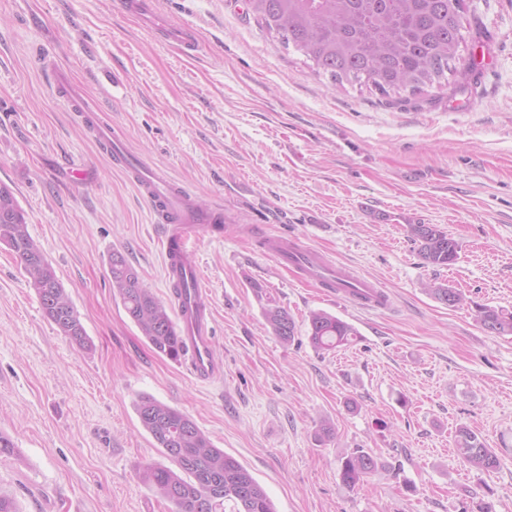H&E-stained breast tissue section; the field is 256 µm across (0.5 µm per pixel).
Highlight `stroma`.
Segmentation results:
<instances>
[{
	"mask_svg": "<svg viewBox=\"0 0 512 512\" xmlns=\"http://www.w3.org/2000/svg\"><path fill=\"white\" fill-rule=\"evenodd\" d=\"M156 2L196 30L195 50L162 42L118 0H0V183L91 342L78 349L44 317L0 244V431L17 445L0 456V495L19 512H168L138 476L164 460L135 412L146 394L242 463L276 512H512V335L484 331L471 309L512 310V0H466L459 53L482 47L483 67L405 104L333 84L245 0ZM59 71L130 154L199 208H222L223 230L195 239L221 377L156 354L114 295L117 250L171 302L167 227L55 94ZM418 222L458 241L453 264L424 265L406 230ZM260 234L377 282L387 307L328 296L279 267ZM432 281L465 304L437 301ZM268 304L291 313L293 341L272 334ZM317 310L352 324L353 341L316 352ZM463 424L497 470L463 462ZM356 448L379 467L351 488L340 469Z\"/></svg>",
	"mask_w": 512,
	"mask_h": 512,
	"instance_id": "1",
	"label": "stroma"
}]
</instances>
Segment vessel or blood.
I'll return each mask as SVG.
<instances>
[{
    "label": "vessel or blood",
    "mask_w": 512,
    "mask_h": 512,
    "mask_svg": "<svg viewBox=\"0 0 512 512\" xmlns=\"http://www.w3.org/2000/svg\"><path fill=\"white\" fill-rule=\"evenodd\" d=\"M123 10L135 14L149 30L172 43L194 49L197 35L192 28L173 27L162 20L155 0H119ZM56 94L65 99L71 109L83 113L89 131L98 144L111 151L118 165L128 170L130 180L140 196L155 212L159 221L168 224L170 233L164 244L169 279L174 283H187L185 297L178 300L181 334L188 348L189 366L200 379L210 380L220 376L222 364L212 345V328L207 295L200 288L196 266L192 257L191 233L205 224L222 220L221 209L200 211L196 208L190 191L156 168L135 160L124 147L120 136L111 127L102 125L96 115V107L79 94L66 79H58ZM263 250L285 268L298 269L307 278L316 280L331 294L352 289V300L361 308H382L387 304L384 292L353 270L336 264L320 253L304 250L279 238H268L262 243Z\"/></svg>",
    "instance_id": "vessel-or-blood-1"
}]
</instances>
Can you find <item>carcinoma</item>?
Returning a JSON list of instances; mask_svg holds the SVG:
<instances>
[{"instance_id":"1","label":"carcinoma","mask_w":512,"mask_h":512,"mask_svg":"<svg viewBox=\"0 0 512 512\" xmlns=\"http://www.w3.org/2000/svg\"><path fill=\"white\" fill-rule=\"evenodd\" d=\"M250 6L262 28L313 61L334 83H367L385 94L414 93L456 70L460 18L466 9L465 0H250ZM407 228L424 264L448 266L457 259L458 242L440 227L418 223ZM0 243L30 276L44 316L71 343L87 347L78 312L31 237L12 189L2 183ZM109 265L112 288L128 317L156 353L178 361L183 340L167 305L144 287L121 252H112ZM429 291L448 307L462 302L461 294L447 285L433 284ZM473 307L482 329L512 334V311L478 303ZM264 318L280 341L293 340L296 323L288 310L269 306ZM308 323L309 341L318 352L347 345L357 335L352 325L324 311L311 312ZM135 411L156 447L175 464L141 466L142 480L171 505L169 512H275L258 481L215 447L187 414L148 395L139 398ZM456 445L461 458L475 468L493 471L499 466L494 449L466 426L457 428ZM377 467L373 455L356 448L343 458L340 478L354 487Z\"/></svg>"}]
</instances>
